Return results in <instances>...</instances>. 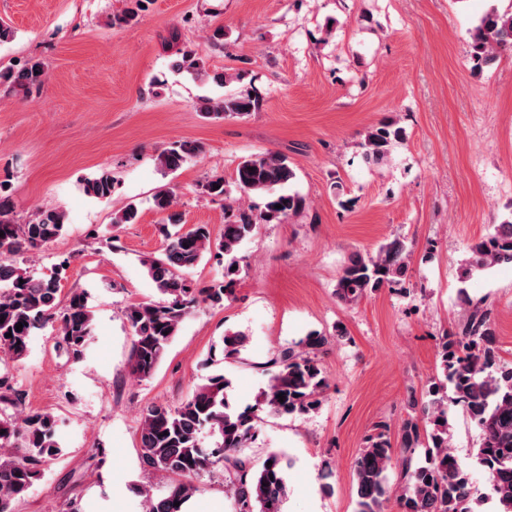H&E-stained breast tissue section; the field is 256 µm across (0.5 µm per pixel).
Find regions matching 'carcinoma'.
<instances>
[{"label": "carcinoma", "instance_id": "carcinoma-1", "mask_svg": "<svg viewBox=\"0 0 512 512\" xmlns=\"http://www.w3.org/2000/svg\"><path fill=\"white\" fill-rule=\"evenodd\" d=\"M512 53V10L486 12L470 31L469 58L473 70L493 66L504 53ZM197 76L224 85V72H209L190 50L181 52L176 64ZM45 64L29 59L16 68L0 69V88L29 96L40 89ZM261 99L252 90L208 101L202 109L216 119L241 118L259 110ZM406 138L405 129L394 122L369 128L361 142L362 157L369 166L384 163ZM203 152L196 141H176L157 157L167 172L177 171L190 157ZM296 170L281 152H264L241 161L235 182L244 193L265 198L256 213L239 206L224 224L220 240L212 239L206 224L181 232L163 227L165 245L157 257L143 260L147 275L162 299L132 303L124 309L131 329L130 370L140 379L152 377L182 323L200 304H224L239 275L243 241L258 224H282L302 215L306 198L288 191ZM114 189L113 177L103 172L86 180L84 191L107 199ZM156 210L167 214L170 224L180 223L173 211L175 192L158 190ZM282 208H276V205ZM65 230V215L56 209H39L19 222L0 195V353L17 361L30 350L34 333L55 318L58 301L56 279H38L23 267L21 259L56 240ZM229 257L224 281L193 288L181 272L196 266L212 251ZM470 266L486 269L512 265V220L497 225L495 232L470 246ZM409 251L394 238L372 253L356 251L343 266L335 286L336 298L357 304L382 288L406 281ZM468 312L451 335L441 337L438 348L442 376L429 385L419 413L401 425L397 443L379 424L352 464L356 489V512H384L394 500L396 512H472L468 471L448 452V405L462 410L480 430L476 464L487 477L489 495L497 512H512V361L500 355L494 322L484 304L467 301ZM22 330H16V324ZM61 343L73 358L80 357L93 339V319L84 293L71 294L60 316ZM242 332L224 335V355L236 356L245 349ZM328 337L311 331L292 346L279 350L271 360L268 378L254 403L238 411L231 408L230 381L222 373L207 378L192 394L175 406L150 404L140 419L142 463L173 477L166 494L144 493L145 512H182L201 479L217 468L232 493L233 512H284L288 498L286 474L292 460L281 451L270 452L256 465L246 454L254 441L262 416L306 414L318 408L327 386L319 357ZM284 399H279L278 395ZM214 438L203 446L204 434ZM60 452L53 418L22 409V399L7 380L0 378V512H14L42 476L45 459ZM401 465V485L391 488L389 471Z\"/></svg>", "mask_w": 512, "mask_h": 512}]
</instances>
